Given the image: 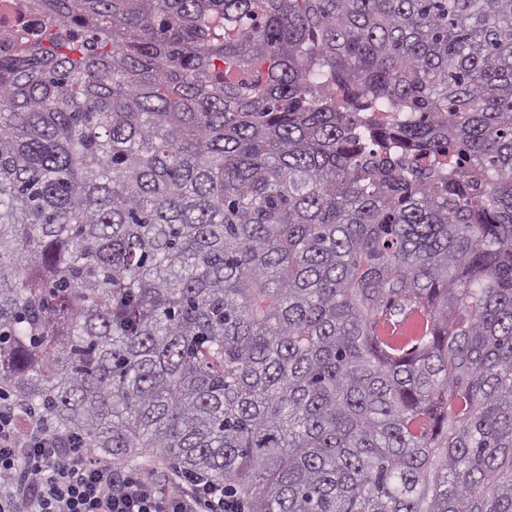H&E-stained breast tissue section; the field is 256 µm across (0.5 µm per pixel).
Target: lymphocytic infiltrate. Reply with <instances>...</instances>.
I'll use <instances>...</instances> for the list:
<instances>
[{"label": "lymphocytic infiltrate", "instance_id": "obj_1", "mask_svg": "<svg viewBox=\"0 0 512 512\" xmlns=\"http://www.w3.org/2000/svg\"><path fill=\"white\" fill-rule=\"evenodd\" d=\"M223 484L190 473L169 482L116 471L88 448L24 443L0 413V512H234Z\"/></svg>", "mask_w": 512, "mask_h": 512}]
</instances>
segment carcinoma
<instances>
[{"label":"carcinoma","instance_id":"cac0c4a2","mask_svg":"<svg viewBox=\"0 0 512 512\" xmlns=\"http://www.w3.org/2000/svg\"><path fill=\"white\" fill-rule=\"evenodd\" d=\"M0 404L247 512H512V0H21ZM44 23V15L21 11L18 0L0 1V25L14 29L26 28L30 42L39 41L42 27L45 28Z\"/></svg>","mask_w":512,"mask_h":512}]
</instances>
